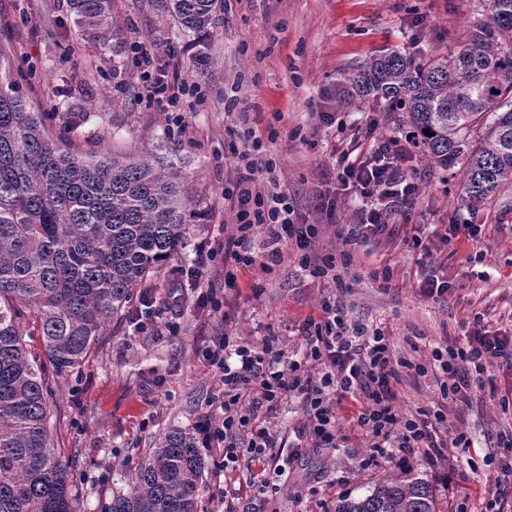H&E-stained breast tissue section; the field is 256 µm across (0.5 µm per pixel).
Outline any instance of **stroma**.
<instances>
[{
    "label": "stroma",
    "instance_id": "obj_1",
    "mask_svg": "<svg viewBox=\"0 0 512 512\" xmlns=\"http://www.w3.org/2000/svg\"><path fill=\"white\" fill-rule=\"evenodd\" d=\"M112 10L119 37L111 49L81 35L67 0H0V44L11 48L15 70L34 107L45 113L49 131L84 152H148L154 135L166 136L207 212L204 223L190 225L184 248L156 281L158 300L181 296L177 333H140L128 318L112 319L80 371L57 381L50 427L71 465L80 512H104L169 428L191 429L202 416L219 413L223 387L198 351L223 336L257 344L273 336L286 355H301L300 328L318 316L328 297L348 321L383 329L394 359L410 364L432 366L435 349L463 337L476 318L488 331L512 334V190L475 210L459 209L460 169L429 166L385 113L359 104L340 110L331 96L342 72L383 51H453L482 16L479 0H224L215 25L198 35L179 29L154 0H114ZM134 41L153 50L158 67L199 85V97L184 102L185 131L172 129L165 113L143 99L127 51ZM328 112L335 123L324 122ZM244 122L264 136L280 191L302 221L319 225L312 245L319 255L340 257L338 226L363 217L350 191L338 197L334 218L319 207V193L335 186L341 153L368 138L396 139L399 162L420 191L413 206L395 216L391 237L355 250L354 275L340 285L312 277L299 252L258 235L259 267L236 270V286L216 310L199 300L210 277L198 275L196 251L233 231L224 185L236 176L234 155L243 147L236 128ZM271 124L278 134L270 141L265 133ZM434 224H477L481 231L474 242L462 237L435 244L426 258L402 248L404 235L429 232ZM265 264L270 273L262 272ZM385 270L391 281L383 288L374 276ZM432 274L448 279L447 300L420 295L421 280ZM486 372L496 392L465 404L443 397L433 376L400 371L397 403L403 412L447 402L449 435L462 433L471 441L452 449L447 477L424 462L410 464L435 486L443 512L462 505L483 512L485 496L504 485L498 440L512 434V403L503 400L512 387V367L501 362ZM366 452L359 436L347 448L307 449L287 481L259 497L244 490L247 469L222 471V451L203 452L199 512H224V491L233 487L243 490L241 512H323L339 494L366 493L379 478L398 473L393 462L365 465Z\"/></svg>",
    "mask_w": 512,
    "mask_h": 512
}]
</instances>
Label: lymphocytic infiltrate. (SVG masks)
<instances>
[{"mask_svg":"<svg viewBox=\"0 0 512 512\" xmlns=\"http://www.w3.org/2000/svg\"><path fill=\"white\" fill-rule=\"evenodd\" d=\"M139 78L148 99L156 101L173 126L185 129L180 102L191 91L179 74L156 73L153 55L144 43L131 45ZM245 148L234 164L236 177L224 191V205L234 215V231L224 240L223 250L200 245L201 263L225 254L236 265H255L253 242L265 233L274 242H286L298 250L309 249L316 227L302 224L287 194L279 192L273 178L275 164L266 159L263 141L254 129L243 134ZM392 141L370 144L364 160L339 164L336 180L356 187L365 209L361 223L339 230L344 245L382 237L391 215L410 206L419 192L417 182L398 163ZM305 353L302 359H286L272 342L260 345L223 339L204 351L224 384L222 413L206 415L195 425L199 447H224V470H237L242 460L273 464L277 476L309 448H344L349 439L339 434L337 421L342 409L351 413L350 425L370 438L368 464L397 462L408 466L424 457L438 470H447L448 451L468 447L464 436L445 438L447 406L416 415L396 406L392 385L396 378L387 336L380 328L347 323L331 300L321 303L319 318L302 325ZM439 369L451 379L450 390L461 400H471L483 387L480 376L486 363L501 360L512 365V336L487 330L468 333L464 340L436 354ZM299 399L305 420L293 427L287 441L261 425L258 412L277 406L283 399Z\"/></svg>","mask_w":512,"mask_h":512,"instance_id":"f902f5d3","label":"lymphocytic infiltrate"}]
</instances>
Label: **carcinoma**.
<instances>
[{"label":"carcinoma","instance_id":"carcinoma-1","mask_svg":"<svg viewBox=\"0 0 512 512\" xmlns=\"http://www.w3.org/2000/svg\"><path fill=\"white\" fill-rule=\"evenodd\" d=\"M91 40L117 36L112 0H68ZM185 32H207L222 0H160ZM455 50L391 49L340 74L336 108L384 105L429 164L464 168L458 201L474 210L512 186V0H490ZM176 149L73 151L48 132L0 49V512H77L70 466L50 435L55 379L79 370L112 318L153 285L185 244L197 201ZM45 357L27 351L26 327ZM205 464L193 431L172 428L108 512H197ZM333 512H438L412 471Z\"/></svg>","mask_w":512,"mask_h":512}]
</instances>
